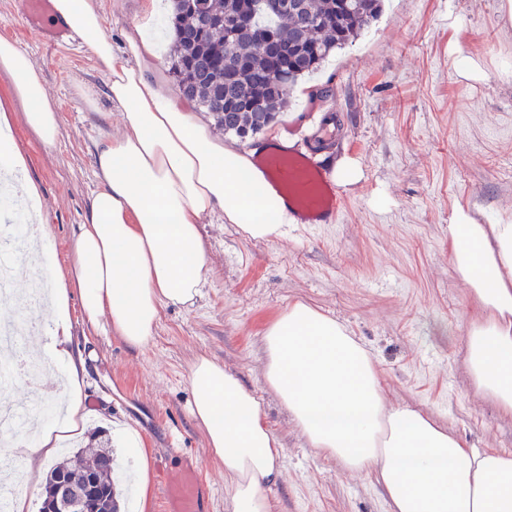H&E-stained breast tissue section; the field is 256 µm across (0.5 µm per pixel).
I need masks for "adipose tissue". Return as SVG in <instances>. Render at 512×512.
Segmentation results:
<instances>
[{"mask_svg": "<svg viewBox=\"0 0 512 512\" xmlns=\"http://www.w3.org/2000/svg\"><path fill=\"white\" fill-rule=\"evenodd\" d=\"M56 25L85 38L124 130L96 154L100 187L72 242L67 271L46 269L44 314L53 320L40 358L67 366L63 416L36 440L10 445L25 479L38 477L59 440L97 411L85 402L84 363L75 361L69 295L77 293L90 324L139 347L161 310L199 295L209 258L205 218L222 214L254 240L279 237L290 223L285 198L254 157L211 138L192 112L146 76L160 46L148 26L160 0H144L146 24L134 25L124 49L102 27L98 0H53ZM0 70L25 105L24 120L43 146L54 147L61 115L32 57L0 38ZM451 258L476 314L468 326L466 363L477 391L512 414V219L477 223L456 210L448 227ZM266 386L279 396L302 435L350 473L374 477L390 512H512V452L478 451L430 416L390 406L369 352L347 328L297 300L265 326ZM190 414L210 460L224 469L226 512H273L265 490L281 476V445L257 398L239 377L207 356L189 367Z\"/></svg>", "mask_w": 512, "mask_h": 512, "instance_id": "obj_1", "label": "adipose tissue"}]
</instances>
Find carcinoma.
<instances>
[{
  "label": "carcinoma",
  "instance_id": "obj_1",
  "mask_svg": "<svg viewBox=\"0 0 512 512\" xmlns=\"http://www.w3.org/2000/svg\"><path fill=\"white\" fill-rule=\"evenodd\" d=\"M174 2L171 70L181 95L211 113L224 132L244 139L263 132L288 106V96L272 81L280 78L291 86L316 70L332 50L353 42L378 18L382 0H282V9L254 14L245 25L238 22L239 0H200V9L189 0ZM221 15L222 27L215 23ZM229 37L247 65L227 55ZM100 438L101 432H92L97 447L79 450L72 461L50 471L41 499L54 496L60 479L79 483L91 471L100 489L93 512H119L112 448Z\"/></svg>",
  "mask_w": 512,
  "mask_h": 512
}]
</instances>
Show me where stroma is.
I'll use <instances>...</instances> for the list:
<instances>
[{"mask_svg": "<svg viewBox=\"0 0 512 512\" xmlns=\"http://www.w3.org/2000/svg\"><path fill=\"white\" fill-rule=\"evenodd\" d=\"M505 2L383 0L377 20L294 87L272 133H310L321 119L317 105L334 103L341 127L321 157L329 168L347 157L362 170L360 181L341 189L346 206L338 223L288 224L275 239L252 240L219 216L206 218L209 270L200 296L165 306L141 347L107 324L92 328L71 297L72 354L85 361L87 403L99 412L94 425L111 432L126 485L135 462L114 429L142 435L149 512H165L168 486L190 467L204 485V512H225L224 471L210 462L189 412V365L198 354L238 374L282 444V477L267 490L273 512H388L381 486L319 456L264 385L262 332L297 299L344 324L370 352L390 404L422 410L469 447L512 452V417L464 371L473 306L448 250L458 207L481 224L512 216V20L502 15ZM99 6L105 32L124 45L141 19V0ZM18 8V0H0V37L33 56L62 130L44 148L14 99L13 140L49 214L46 261L63 267L99 187L97 146L123 127L85 43L38 40L16 26ZM463 58L478 65L479 78L461 75ZM82 86L96 91V107L85 104Z\"/></svg>", "mask_w": 512, "mask_h": 512, "instance_id": "1", "label": "stroma"}]
</instances>
